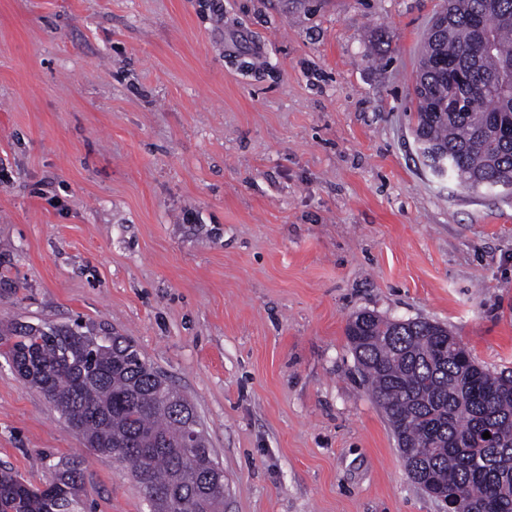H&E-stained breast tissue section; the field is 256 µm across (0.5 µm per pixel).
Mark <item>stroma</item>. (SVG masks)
<instances>
[{
    "instance_id": "stroma-1",
    "label": "stroma",
    "mask_w": 512,
    "mask_h": 512,
    "mask_svg": "<svg viewBox=\"0 0 512 512\" xmlns=\"http://www.w3.org/2000/svg\"><path fill=\"white\" fill-rule=\"evenodd\" d=\"M441 2L0 0V330L130 337L194 403L224 512H445L362 381L358 311L512 371V195L413 142ZM62 460L88 512H149L0 356V468Z\"/></svg>"
}]
</instances>
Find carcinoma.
<instances>
[{"mask_svg": "<svg viewBox=\"0 0 512 512\" xmlns=\"http://www.w3.org/2000/svg\"><path fill=\"white\" fill-rule=\"evenodd\" d=\"M479 16L486 44L476 41ZM512 0H445L431 21L414 93L423 149L467 190L512 188ZM345 334L396 437L407 475L454 512H512V375L478 364L448 328L424 319L353 314ZM0 354L86 447L130 465L150 512H224V469L206 440L182 447L194 404L124 336L19 324ZM491 438H483L484 433ZM0 512H86L81 469L54 465L34 487L0 469Z\"/></svg>", "mask_w": 512, "mask_h": 512, "instance_id": "obj_1", "label": "carcinoma"}]
</instances>
